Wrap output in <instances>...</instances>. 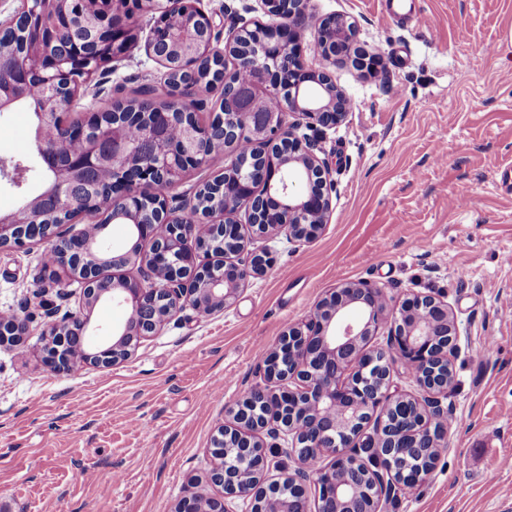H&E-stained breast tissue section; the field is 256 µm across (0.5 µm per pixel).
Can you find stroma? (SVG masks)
I'll list each match as a JSON object with an SVG mask.
<instances>
[{
  "mask_svg": "<svg viewBox=\"0 0 512 512\" xmlns=\"http://www.w3.org/2000/svg\"><path fill=\"white\" fill-rule=\"evenodd\" d=\"M219 33L263 19L260 0H198ZM424 22L387 20L383 0H311L343 14L382 64L336 61L350 102L316 153L336 182L327 224L309 243L254 239L267 272L223 311L185 308L126 361L67 373L42 362L46 322L78 313L80 288L54 284L38 245L0 250V311L28 320L0 347V512H173L189 489L215 493L211 440L226 405L262 384L288 325L309 319L343 281L400 300L451 305L465 339L453 358L447 445L422 482L384 512H512V0H421ZM137 42L81 93L69 119L148 84L149 13ZM33 157L29 110L0 112V157Z\"/></svg>",
  "mask_w": 512,
  "mask_h": 512,
  "instance_id": "obj_1",
  "label": "stroma"
}]
</instances>
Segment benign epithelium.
<instances>
[{"mask_svg":"<svg viewBox=\"0 0 512 512\" xmlns=\"http://www.w3.org/2000/svg\"><path fill=\"white\" fill-rule=\"evenodd\" d=\"M52 0H24L25 8L0 20V33L15 29L42 15ZM273 23L256 20L252 26L229 30L224 46L214 44L213 17L197 6V0H154L163 18L153 32L150 55L164 69L176 67L191 75L180 85L181 95L196 96L205 84L198 72L213 56L224 58V84L231 122H218L221 137L211 124L197 117L182 119L184 153L175 155L160 143L153 125L128 137L122 128L105 121V112L91 115L92 125L74 129L56 113L54 140L34 138V151L42 174L36 193L29 189L27 172L0 159V182L21 196L20 206L0 214V249L27 244L44 245L51 257L49 275L61 286L76 282L85 302L111 301L128 317L112 330V339L95 341L97 327L90 319L72 316L50 322L43 330L44 365L66 373L75 361L110 368L132 355L142 340L154 335L173 316L191 306L214 313L230 306L248 281L271 265L269 252L253 253L243 228L257 236L285 234L290 243L302 244L316 237L327 223L334 188L331 170L314 152L315 137L339 125L350 102L333 81L330 66L342 57H358V69H368L366 57L373 51L356 43L355 23L342 14L318 18L310 0H261ZM129 15L112 16L107 43L112 57L132 33ZM314 32L317 67L300 56L304 30ZM46 91L59 84L81 83L87 70L99 64V55L75 54L64 32H46L36 48ZM29 71L16 61L0 56V112L21 101L19 88ZM295 116L284 125V114ZM265 144L258 161L239 171L233 190L219 185L221 202L207 211L209 235L235 242L234 254L249 259L231 263L196 240L191 217L199 214L195 203L170 205L169 197L142 190L145 179L154 177L171 188L185 174L198 168L196 146L202 142L235 145L239 136ZM83 140L82 155L62 165L58 145L73 137ZM138 157L139 170L132 175L119 161ZM112 167V210L133 217L126 225L134 244L150 242L146 253L138 249L109 250L102 255L97 239L79 233L65 235L53 229L36 239L21 234L26 215L33 222L44 206L59 213L77 209L82 195L97 187L85 181L89 172ZM137 268L135 276L131 270ZM390 325L388 351L376 362L368 341ZM28 333L27 323L17 317L0 319V344L14 345ZM460 328L448 302L431 294H414L402 303L389 304L382 287L359 280L339 284L315 306L310 319L283 332L270 352L264 383L247 398L225 407L235 426H221L210 448L211 484L219 495L191 491L181 497L174 512H268V503L283 487L293 494L282 498L276 512H381L384 501L403 487L420 483L423 471L409 473L399 463L402 453L427 461L433 469L441 449L437 424L450 411L439 396L454 382L453 370L439 375L436 368L452 365L459 348ZM295 363L279 372L283 352ZM401 362L412 373L419 392L392 393V367ZM395 405L414 410L415 417L398 425L388 416ZM376 417L375 435H363L364 425ZM284 456L297 463L292 472L268 481L269 456ZM314 486L309 500L306 482Z\"/></svg>","mask_w":512,"mask_h":512,"instance_id":"1","label":"benign epithelium"}]
</instances>
